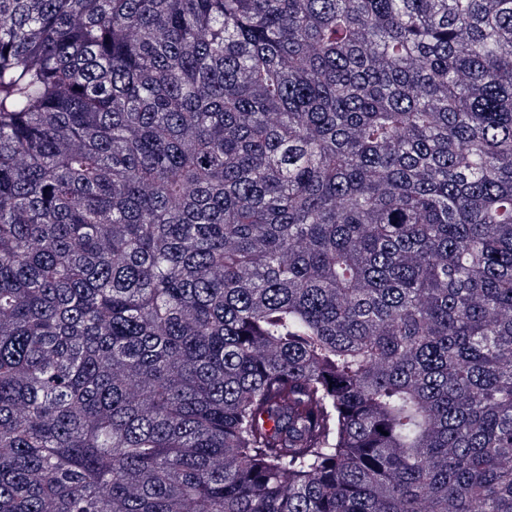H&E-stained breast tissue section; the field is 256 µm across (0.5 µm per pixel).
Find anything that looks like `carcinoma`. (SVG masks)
<instances>
[{"label":"carcinoma","mask_w":512,"mask_h":512,"mask_svg":"<svg viewBox=\"0 0 512 512\" xmlns=\"http://www.w3.org/2000/svg\"><path fill=\"white\" fill-rule=\"evenodd\" d=\"M0 512H512V0H0Z\"/></svg>","instance_id":"1"}]
</instances>
